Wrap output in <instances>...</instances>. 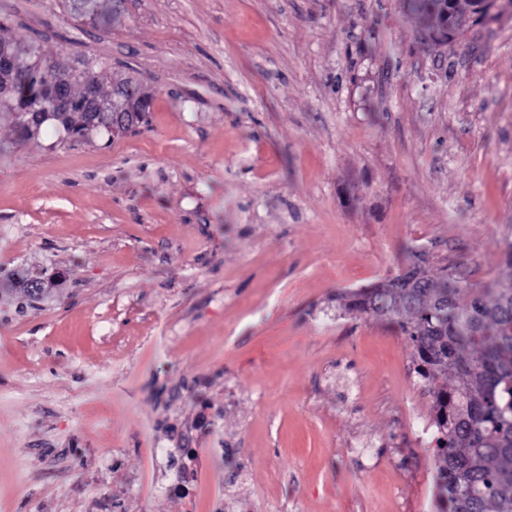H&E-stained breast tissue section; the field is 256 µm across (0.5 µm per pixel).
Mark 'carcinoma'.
<instances>
[{"label": "carcinoma", "mask_w": 512, "mask_h": 512, "mask_svg": "<svg viewBox=\"0 0 512 512\" xmlns=\"http://www.w3.org/2000/svg\"><path fill=\"white\" fill-rule=\"evenodd\" d=\"M421 38L442 47L496 17L498 0H403ZM77 16L101 23L109 10L102 0H84ZM8 47L22 64V76L0 96V119L9 122L23 141L36 140L51 126L65 142L112 135V97L126 106H140L145 88L129 75H114L115 85L103 89L101 62L83 59L61 72L41 53L33 39H16L0 24V48ZM65 86L78 98L96 88L102 111L88 124L83 112L51 107ZM422 257L383 284L343 296L344 307L385 322L405 336L412 348L414 372L429 394L435 411L437 490L441 512H512V283L502 288H466L456 267L441 268L434 280ZM29 298L48 291V282L34 284L21 277ZM454 384L442 387L440 376Z\"/></svg>", "instance_id": "obj_1"}]
</instances>
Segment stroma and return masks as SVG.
Wrapping results in <instances>:
<instances>
[{
	"mask_svg": "<svg viewBox=\"0 0 512 512\" xmlns=\"http://www.w3.org/2000/svg\"><path fill=\"white\" fill-rule=\"evenodd\" d=\"M0 22L153 94L108 144L0 126V512H436L412 348L340 297L416 253L512 282V8L435 50L401 0ZM19 267L61 283L32 303ZM159 448L193 449L189 496Z\"/></svg>",
	"mask_w": 512,
	"mask_h": 512,
	"instance_id": "stroma-1",
	"label": "stroma"
}]
</instances>
